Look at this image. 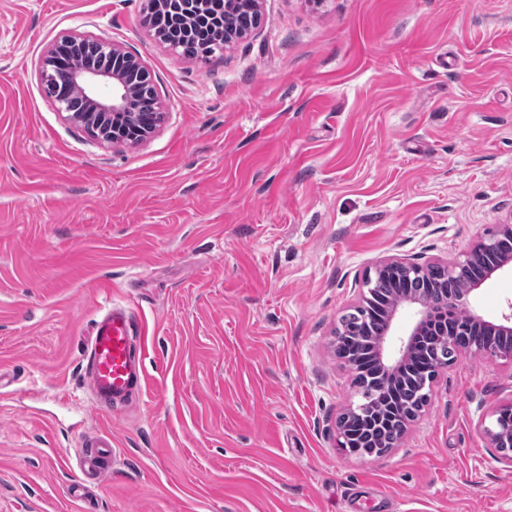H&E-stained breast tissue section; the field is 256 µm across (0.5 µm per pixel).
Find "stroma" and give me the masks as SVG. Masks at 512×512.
I'll use <instances>...</instances> for the list:
<instances>
[{
    "label": "stroma",
    "mask_w": 512,
    "mask_h": 512,
    "mask_svg": "<svg viewBox=\"0 0 512 512\" xmlns=\"http://www.w3.org/2000/svg\"><path fill=\"white\" fill-rule=\"evenodd\" d=\"M188 59L142 0H0V512H512L483 432L512 365L459 355L404 437L359 459L341 315L390 257L446 262L512 224V0H263ZM89 33L140 54L166 113L136 147L58 112L40 67ZM135 317L147 371L91 408L96 317ZM512 308V273L470 298ZM112 439L85 497L78 444Z\"/></svg>",
    "instance_id": "obj_1"
}]
</instances>
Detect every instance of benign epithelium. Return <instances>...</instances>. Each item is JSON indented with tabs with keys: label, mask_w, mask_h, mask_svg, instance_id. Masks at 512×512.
<instances>
[{
	"label": "benign epithelium",
	"mask_w": 512,
	"mask_h": 512,
	"mask_svg": "<svg viewBox=\"0 0 512 512\" xmlns=\"http://www.w3.org/2000/svg\"><path fill=\"white\" fill-rule=\"evenodd\" d=\"M243 12L259 13L260 0H224V44L228 45L249 36L254 28L237 27L235 18ZM111 52L112 58L123 63V66L112 69H88L78 63L67 68L52 64V51H47L41 70V78L52 82V85H71L80 89L86 99V108L80 113H68V118L82 125L93 137L103 139L101 128L112 125V136L108 142L112 144L138 145L149 134L154 132L163 120L164 113L157 112L153 121L144 120L142 113L135 111L134 101L138 86L134 77H150L146 61L141 55L126 50L124 47L106 39H99ZM512 238V225L500 224L489 233V237L478 242L474 248L461 258L446 263L448 270L453 271L461 266L484 264V271L489 275L506 270L512 271V252L502 253L488 259L491 245L500 239ZM434 266L431 260L413 258H392L379 264L376 276L395 273L408 277L420 274ZM482 285V278L468 280L463 289L448 297L443 311L450 315L460 309L464 314L465 325L470 330H478L486 337L480 347V353L490 362L500 361L512 363V348L495 343L497 337H512V312L502 315L501 319L491 321L471 308L469 296ZM404 309L413 311L415 319L409 326L404 337L399 339L396 350H390L391 331L394 321ZM439 310L427 299L412 292L409 288L399 289L395 299L389 302L382 314L383 331L373 340V355L379 376L384 380V389L400 377L411 364L416 348L422 336L435 320ZM489 447L495 449V461L512 467V423H501L493 420L484 427Z\"/></svg>",
	"instance_id": "7a95c632"
}]
</instances>
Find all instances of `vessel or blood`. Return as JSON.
Instances as JSON below:
<instances>
[{
  "instance_id": "vessel-or-blood-1",
  "label": "vessel or blood",
  "mask_w": 512,
  "mask_h": 512,
  "mask_svg": "<svg viewBox=\"0 0 512 512\" xmlns=\"http://www.w3.org/2000/svg\"><path fill=\"white\" fill-rule=\"evenodd\" d=\"M134 324L123 307L109 308L95 320L86 345L85 377L97 412L123 407L146 384L144 361L133 346ZM85 481L102 484L112 473L116 455L111 438L93 433L81 443Z\"/></svg>"
}]
</instances>
